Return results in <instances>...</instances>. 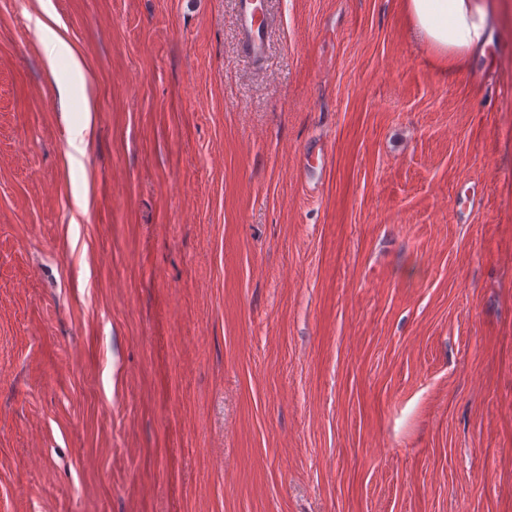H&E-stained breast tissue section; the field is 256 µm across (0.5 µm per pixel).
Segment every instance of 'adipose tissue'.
I'll return each instance as SVG.
<instances>
[{
  "label": "adipose tissue",
  "instance_id": "obj_1",
  "mask_svg": "<svg viewBox=\"0 0 512 512\" xmlns=\"http://www.w3.org/2000/svg\"><path fill=\"white\" fill-rule=\"evenodd\" d=\"M400 8L444 69L468 66L492 41L491 0H400Z\"/></svg>",
  "mask_w": 512,
  "mask_h": 512
}]
</instances>
